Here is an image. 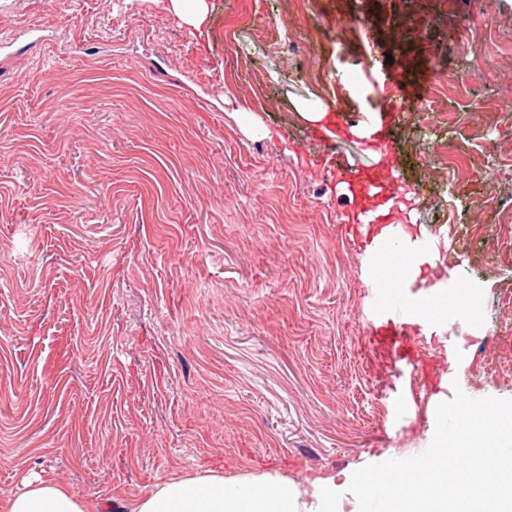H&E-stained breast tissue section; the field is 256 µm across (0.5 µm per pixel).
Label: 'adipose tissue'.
<instances>
[{
  "label": "adipose tissue",
  "instance_id": "obj_1",
  "mask_svg": "<svg viewBox=\"0 0 512 512\" xmlns=\"http://www.w3.org/2000/svg\"><path fill=\"white\" fill-rule=\"evenodd\" d=\"M467 435L440 439L417 472L391 467L389 512H512V453L489 459L494 436H512V409H469ZM462 465L453 466V457ZM375 487L372 469L344 479L325 474L299 486L280 473L225 479L207 471L171 478L134 502L131 512H364ZM7 512H87L86 503L33 473L8 502Z\"/></svg>",
  "mask_w": 512,
  "mask_h": 512
}]
</instances>
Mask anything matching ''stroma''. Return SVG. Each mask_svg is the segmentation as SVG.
<instances>
[{"instance_id": "stroma-1", "label": "stroma", "mask_w": 512, "mask_h": 512, "mask_svg": "<svg viewBox=\"0 0 512 512\" xmlns=\"http://www.w3.org/2000/svg\"><path fill=\"white\" fill-rule=\"evenodd\" d=\"M0 0V508L30 473L107 512L171 477L298 484L438 444L422 391L367 342L348 201L315 162H391L421 277L479 324L425 317L465 403L512 405V0ZM44 31L31 41L29 29ZM472 31L471 44L460 35ZM330 147L307 112L371 125ZM168 4L169 10L197 29L207 20L208 6L205 0H168Z\"/></svg>"}]
</instances>
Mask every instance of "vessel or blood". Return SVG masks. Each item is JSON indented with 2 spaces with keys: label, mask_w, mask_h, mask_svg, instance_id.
Returning <instances> with one entry per match:
<instances>
[{
  "label": "vessel or blood",
  "mask_w": 512,
  "mask_h": 512,
  "mask_svg": "<svg viewBox=\"0 0 512 512\" xmlns=\"http://www.w3.org/2000/svg\"><path fill=\"white\" fill-rule=\"evenodd\" d=\"M327 170L344 184L354 208L351 223L341 225L346 244L355 249L363 264L375 317L368 322L372 350L386 354L394 362H405L420 377L437 374L436 361L427 359L416 340L423 326L422 312L436 304L426 293L403 299L404 289L415 287V270L425 268L435 243L427 238H402L394 229L395 207L390 201L399 192L394 170H380L357 161L330 157Z\"/></svg>",
  "instance_id": "1"
}]
</instances>
